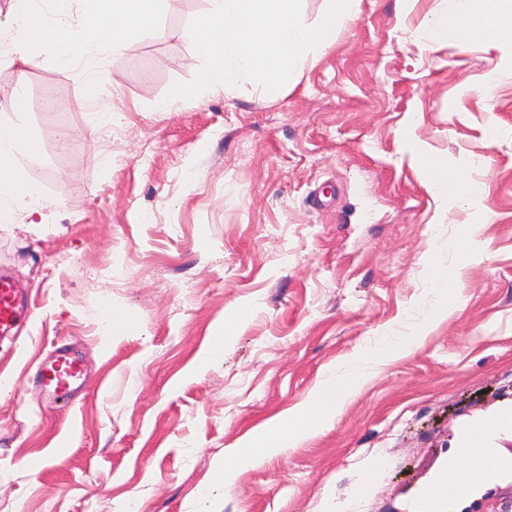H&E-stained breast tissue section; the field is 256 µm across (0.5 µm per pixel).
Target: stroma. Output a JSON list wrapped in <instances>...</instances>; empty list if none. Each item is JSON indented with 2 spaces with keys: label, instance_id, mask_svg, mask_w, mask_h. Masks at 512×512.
Segmentation results:
<instances>
[{
  "label": "stroma",
  "instance_id": "1",
  "mask_svg": "<svg viewBox=\"0 0 512 512\" xmlns=\"http://www.w3.org/2000/svg\"><path fill=\"white\" fill-rule=\"evenodd\" d=\"M447 6L360 0L277 95L166 112L208 0H168L151 36L102 53L89 108L81 67L0 65V120L33 131L24 168L51 203L0 230L33 309L0 343V512H343L375 458L354 512H417L447 462L469 467L464 432L512 407V46L430 43ZM419 154L478 192L439 193ZM109 308L129 334H105ZM413 335L329 424L225 484L256 428ZM61 348L84 367L67 403L38 379ZM420 342L419 336H407L398 338L395 342L390 343L378 351L381 361H392L404 356L417 346Z\"/></svg>",
  "mask_w": 512,
  "mask_h": 512
}]
</instances>
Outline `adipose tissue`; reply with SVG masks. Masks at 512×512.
I'll list each match as a JSON object with an SVG mask.
<instances>
[{
    "label": "adipose tissue",
    "instance_id": "adipose-tissue-1",
    "mask_svg": "<svg viewBox=\"0 0 512 512\" xmlns=\"http://www.w3.org/2000/svg\"><path fill=\"white\" fill-rule=\"evenodd\" d=\"M81 3L77 27L67 26L73 3ZM168 0H14L9 25L1 33L11 43L9 63H26L38 54L66 64L83 66L87 73L80 97L90 101L99 81L94 61L105 48L115 50L141 40L163 23ZM431 41L454 37L467 44L488 38L491 45L512 43V0H456L453 10L430 16ZM38 144L22 120L0 122V228L15 223L19 206L28 214H41L45 199L27 178L22 158L34 155ZM349 373L336 382L319 386L305 405L292 409L273 425L256 431L249 450L232 452L224 464V479L232 481L237 470L255 456L276 457L295 442L307 439L333 420L361 381Z\"/></svg>",
    "mask_w": 512,
    "mask_h": 512
}]
</instances>
